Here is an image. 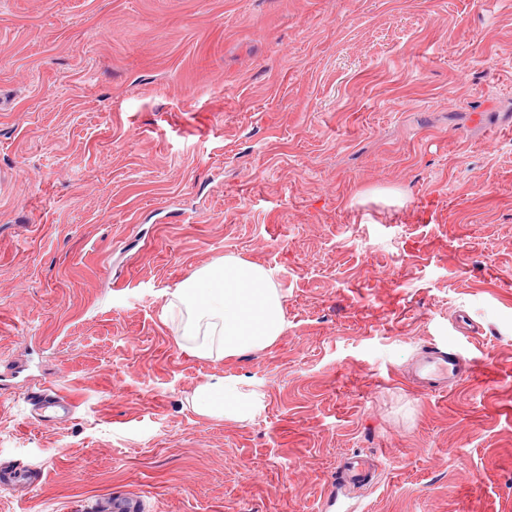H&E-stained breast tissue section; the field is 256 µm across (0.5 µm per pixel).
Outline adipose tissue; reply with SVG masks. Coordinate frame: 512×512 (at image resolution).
I'll return each mask as SVG.
<instances>
[{
	"mask_svg": "<svg viewBox=\"0 0 512 512\" xmlns=\"http://www.w3.org/2000/svg\"><path fill=\"white\" fill-rule=\"evenodd\" d=\"M284 300L271 270L228 256L185 278L163 305L162 319L180 321L177 344L191 354L236 358L275 344L287 326ZM259 401L239 380L220 378L198 386L192 406L202 416L240 419L245 406Z\"/></svg>",
	"mask_w": 512,
	"mask_h": 512,
	"instance_id": "ef3b65f1",
	"label": "adipose tissue"
}]
</instances>
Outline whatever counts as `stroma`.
<instances>
[{"mask_svg": "<svg viewBox=\"0 0 512 512\" xmlns=\"http://www.w3.org/2000/svg\"><path fill=\"white\" fill-rule=\"evenodd\" d=\"M0 95V512H512V0H0ZM227 255L288 325L189 355ZM461 314L490 377L417 390ZM284 300L271 270L224 256L185 278L162 306L161 317L166 323L179 318L181 349L229 359L275 344L287 326ZM243 383L236 379L219 378L196 388L192 397L194 411L206 417L244 419V403L250 407L260 402V394L251 391L246 394ZM32 401L38 403L41 407L40 409H54V412L58 414L62 412L61 416H57L59 418H63L71 414L72 406L70 402L59 392L46 388L38 392L35 396H33Z\"/></svg>", "mask_w": 512, "mask_h": 512, "instance_id": "1", "label": "stroma"}]
</instances>
